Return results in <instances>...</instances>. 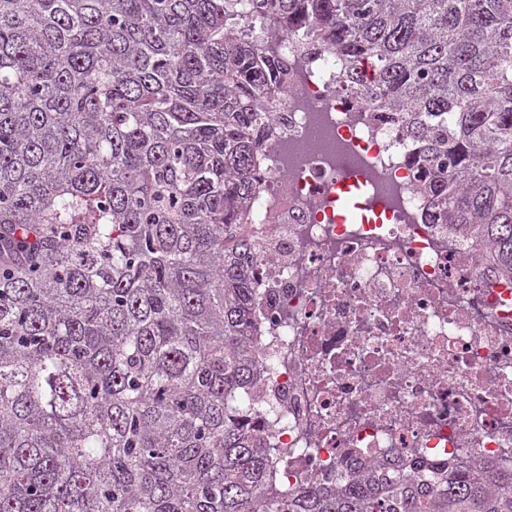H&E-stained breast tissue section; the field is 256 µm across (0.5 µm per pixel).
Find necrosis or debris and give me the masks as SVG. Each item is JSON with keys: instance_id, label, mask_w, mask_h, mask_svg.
I'll list each match as a JSON object with an SVG mask.
<instances>
[{"instance_id": "1", "label": "necrosis or debris", "mask_w": 512, "mask_h": 512, "mask_svg": "<svg viewBox=\"0 0 512 512\" xmlns=\"http://www.w3.org/2000/svg\"><path fill=\"white\" fill-rule=\"evenodd\" d=\"M286 79L262 141L246 234L251 424L279 492L415 458L512 471V281L433 223L400 125L341 92V62L277 47ZM354 190L361 216L330 205Z\"/></svg>"}]
</instances>
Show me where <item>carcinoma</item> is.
I'll return each instance as SVG.
<instances>
[{
  "label": "carcinoma",
  "instance_id": "carcinoma-1",
  "mask_svg": "<svg viewBox=\"0 0 512 512\" xmlns=\"http://www.w3.org/2000/svg\"><path fill=\"white\" fill-rule=\"evenodd\" d=\"M242 0H0V512H512V472L358 467L284 498L238 404L283 72ZM398 120L512 280V0H266Z\"/></svg>",
  "mask_w": 512,
  "mask_h": 512
}]
</instances>
